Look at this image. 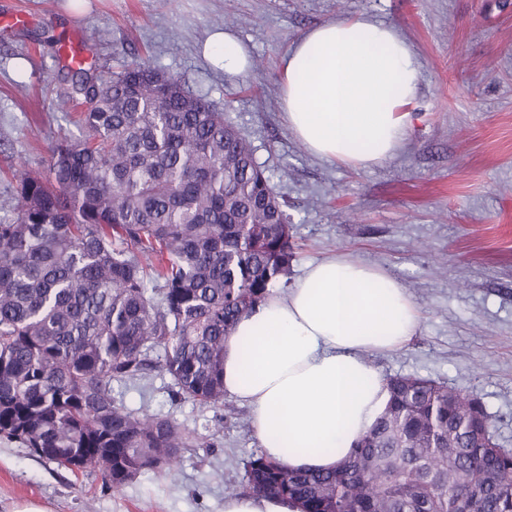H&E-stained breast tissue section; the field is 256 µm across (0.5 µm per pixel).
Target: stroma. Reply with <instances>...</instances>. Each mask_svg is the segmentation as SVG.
<instances>
[{
  "label": "stroma",
  "instance_id": "1",
  "mask_svg": "<svg viewBox=\"0 0 512 512\" xmlns=\"http://www.w3.org/2000/svg\"><path fill=\"white\" fill-rule=\"evenodd\" d=\"M363 17L393 25L421 64V89L403 149L369 168L309 154L280 106V59L310 28ZM222 28L247 45L253 66L228 75L197 48ZM76 42L99 71L140 55L181 76L251 143L294 228V274L342 251L383 267L421 312L416 336L375 356L385 376L415 375L473 390L495 443L512 448V0H0V215L15 177L42 172L59 138L78 137L58 103L59 47ZM155 367L114 395L141 414L166 416L193 447L175 464L121 487L72 473L0 437V512H224L261 448L249 411L220 416L175 397Z\"/></svg>",
  "mask_w": 512,
  "mask_h": 512
}]
</instances>
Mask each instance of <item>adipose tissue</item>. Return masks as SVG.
<instances>
[{"mask_svg":"<svg viewBox=\"0 0 512 512\" xmlns=\"http://www.w3.org/2000/svg\"><path fill=\"white\" fill-rule=\"evenodd\" d=\"M201 56L228 74L252 65L246 45L222 29ZM281 84L286 125L304 148L361 168L403 148L421 69L393 26L346 18L287 49ZM419 325L416 303L388 271L333 254L238 320L224 340V392L247 406L266 457L293 471L331 470L388 404L374 356L407 345Z\"/></svg>","mask_w":512,"mask_h":512,"instance_id":"1","label":"adipose tissue"}]
</instances>
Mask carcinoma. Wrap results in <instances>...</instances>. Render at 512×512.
<instances>
[{
	"instance_id": "carcinoma-1",
	"label": "carcinoma",
	"mask_w": 512,
	"mask_h": 512,
	"mask_svg": "<svg viewBox=\"0 0 512 512\" xmlns=\"http://www.w3.org/2000/svg\"><path fill=\"white\" fill-rule=\"evenodd\" d=\"M78 76L61 101L81 136L52 148L0 218V436L118 489L170 466L193 437L136 414L112 384L134 383L164 351L174 394L224 403V338L288 285L293 226L245 137L134 57ZM385 415L331 471H290L256 454L240 492L300 512H512V452L474 442L480 399L430 379H389Z\"/></svg>"
}]
</instances>
